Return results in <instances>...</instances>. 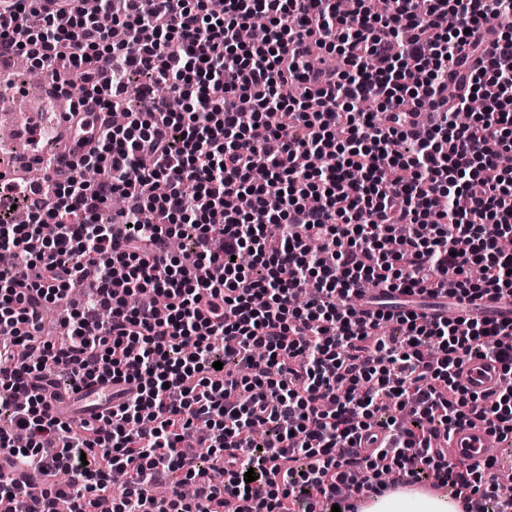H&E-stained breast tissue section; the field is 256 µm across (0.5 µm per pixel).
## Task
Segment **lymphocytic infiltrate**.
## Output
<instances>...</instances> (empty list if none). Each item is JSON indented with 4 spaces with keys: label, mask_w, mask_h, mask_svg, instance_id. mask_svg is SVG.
Instances as JSON below:
<instances>
[{
    "label": "lymphocytic infiltrate",
    "mask_w": 512,
    "mask_h": 512,
    "mask_svg": "<svg viewBox=\"0 0 512 512\" xmlns=\"http://www.w3.org/2000/svg\"><path fill=\"white\" fill-rule=\"evenodd\" d=\"M357 3L348 28L338 0H98L118 43L80 0H0V50L87 138L63 193L0 221V512H357L393 479L512 512L495 457L446 446L473 418L512 440V320L356 310L367 286L512 297V0ZM473 358L498 390L461 383ZM92 377L106 413L52 415ZM460 376L463 385L480 395L495 391L501 382L499 366L477 358L463 366Z\"/></svg>",
    "instance_id": "f902f5d3"
}]
</instances>
